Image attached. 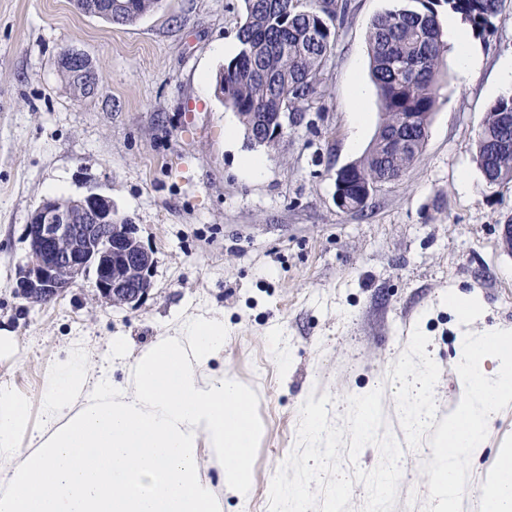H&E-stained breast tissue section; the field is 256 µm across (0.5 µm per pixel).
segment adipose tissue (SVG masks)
<instances>
[{"mask_svg":"<svg viewBox=\"0 0 512 512\" xmlns=\"http://www.w3.org/2000/svg\"><path fill=\"white\" fill-rule=\"evenodd\" d=\"M224 340L223 321L201 316L137 352L74 340L34 391L0 379V512H223V493L246 499L264 427L219 367Z\"/></svg>","mask_w":512,"mask_h":512,"instance_id":"ef3b65f1","label":"adipose tissue"}]
</instances>
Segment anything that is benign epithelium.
I'll list each match as a JSON object with an SVG mask.
<instances>
[{
  "instance_id": "obj_1",
  "label": "benign epithelium",
  "mask_w": 512,
  "mask_h": 512,
  "mask_svg": "<svg viewBox=\"0 0 512 512\" xmlns=\"http://www.w3.org/2000/svg\"><path fill=\"white\" fill-rule=\"evenodd\" d=\"M60 65L79 67L94 85L97 75L81 53H61ZM288 113L260 120L257 145H270L284 132ZM30 255L19 271L17 288L30 300H52L79 278L93 277L94 288L114 306L139 307L148 297L154 266L152 254L136 238L128 218H112V198L93 189L69 206L42 200L27 224Z\"/></svg>"
}]
</instances>
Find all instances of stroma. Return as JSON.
<instances>
[{
    "instance_id": "stroma-1",
    "label": "stroma",
    "mask_w": 512,
    "mask_h": 512,
    "mask_svg": "<svg viewBox=\"0 0 512 512\" xmlns=\"http://www.w3.org/2000/svg\"><path fill=\"white\" fill-rule=\"evenodd\" d=\"M405 0H349L321 91L270 147L247 142L236 112L215 92L239 50L244 0H165L131 25L78 11L74 0H0V329L20 336L22 366H0L22 388L71 337L103 351L111 336L140 349L178 335L198 316L224 321V371L250 387L265 428L251 461L247 502L224 497V512H268V487L297 440L311 393L336 401L383 388L397 440L388 371L413 329L440 368L441 415L464 384L456 342L463 332L512 327V182L488 184L474 159L490 104L512 58V0L495 27L473 37L480 64L463 78L446 55L448 82L427 142L398 181L377 187L369 210L336 206V173L374 140L380 101L370 77L367 33L378 14ZM95 68L93 91L76 97L61 81L62 50ZM367 89L364 100L355 84ZM262 158L259 175L244 166ZM111 197L155 260L152 289L137 309L98 301L90 280L46 304L16 292L27 257L25 228L43 198L87 189ZM465 302L476 318L462 323ZM512 449V409L496 416L471 462L463 498L470 512ZM409 461L394 512H423L428 475Z\"/></svg>"
}]
</instances>
